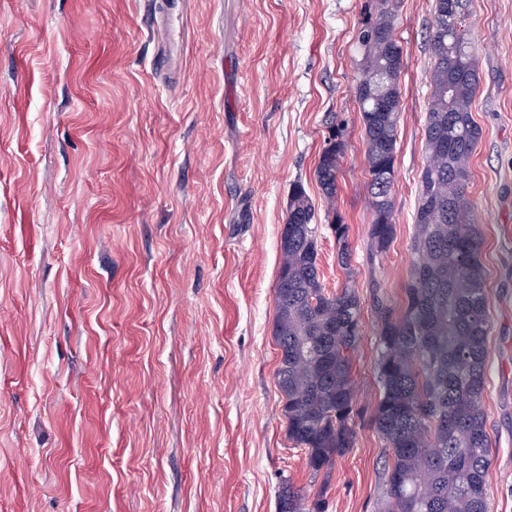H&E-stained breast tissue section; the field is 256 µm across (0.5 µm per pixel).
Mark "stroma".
Wrapping results in <instances>:
<instances>
[{"label": "stroma", "instance_id": "35a3bbf8", "mask_svg": "<svg viewBox=\"0 0 512 512\" xmlns=\"http://www.w3.org/2000/svg\"><path fill=\"white\" fill-rule=\"evenodd\" d=\"M374 2L0 0V512H278L286 479L326 512H375L368 283L399 301L409 278L434 3L399 0L395 236L371 265L355 39ZM467 11L489 512H512V0ZM333 122L329 202L315 168ZM296 183L348 225L364 298L355 445L316 477L286 437L272 337ZM344 135L341 127L333 126L315 169L317 184L323 195L328 199L336 195L340 162L345 154L346 147Z\"/></svg>", "mask_w": 512, "mask_h": 512}]
</instances>
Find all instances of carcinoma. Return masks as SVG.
<instances>
[{
  "label": "carcinoma",
  "mask_w": 512,
  "mask_h": 512,
  "mask_svg": "<svg viewBox=\"0 0 512 512\" xmlns=\"http://www.w3.org/2000/svg\"><path fill=\"white\" fill-rule=\"evenodd\" d=\"M466 0H435L430 25V95L424 125L426 162L419 176L405 302L397 308L371 279L380 318L376 374L380 398L371 424L385 444L377 512H488L492 441L482 402L490 331L483 239L466 192L473 151L482 136L471 105L480 84L475 45L463 29ZM394 0H378L362 21L357 48L364 70L386 74L384 88L361 76L356 87L372 219L366 259L374 265L395 235L393 187L402 48L395 37ZM346 141L331 130L315 178L323 195L337 191ZM312 199L294 185L288 203V252L275 288V371L287 438L304 450L312 475L329 472L355 443L351 351L362 336L361 298L348 225L327 219L341 243L345 279L329 292L319 267ZM279 512H325L282 482Z\"/></svg>",
  "instance_id": "1"
}]
</instances>
